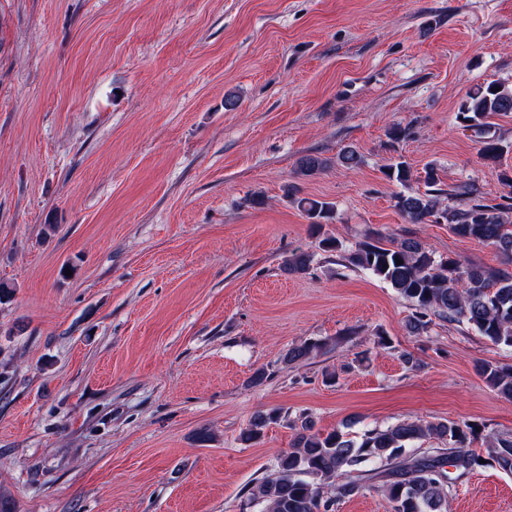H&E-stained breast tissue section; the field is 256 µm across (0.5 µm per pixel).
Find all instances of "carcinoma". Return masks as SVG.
Returning <instances> with one entry per match:
<instances>
[{
  "instance_id": "carcinoma-1",
  "label": "carcinoma",
  "mask_w": 512,
  "mask_h": 512,
  "mask_svg": "<svg viewBox=\"0 0 512 512\" xmlns=\"http://www.w3.org/2000/svg\"><path fill=\"white\" fill-rule=\"evenodd\" d=\"M510 113L512 88L499 82L475 87L458 107L459 123L475 132L479 157L487 164H497L504 152L500 140L489 133V119ZM331 163L329 158L305 154L298 160L296 175L314 177ZM385 176L406 185L414 173L400 160L386 167ZM423 183V193L396 196V208L407 223L444 221L457 237L491 245L504 264L512 263V196L503 195L501 202L487 204L469 184L458 193L459 204L444 206V190L434 164L424 168ZM295 202L314 227L322 226L333 210L331 203L317 199L297 198ZM311 262V253L298 251L282 268L290 275H303ZM342 262L371 272L412 303L415 312L407 324L410 333L427 332L433 314L461 320L492 344L512 347V273L508 270L464 264L451 256L438 258L411 235L391 239L387 245L379 239L362 241L345 252ZM321 348L316 342L294 346L283 362L298 363ZM480 374L488 387L512 398V368L484 363ZM272 419L270 413H256L241 433V441L256 443ZM294 429L288 451L278 454L270 473L248 489L247 504L260 507L261 512H336L342 501L366 488L381 492L390 512H446L457 480L480 466V461H491L512 472V434L488 435L481 456L470 449L472 428L451 421L407 420L367 430L356 440L339 431L324 435L307 416L301 417ZM427 439L437 440L441 447L420 453L411 447Z\"/></svg>"
}]
</instances>
